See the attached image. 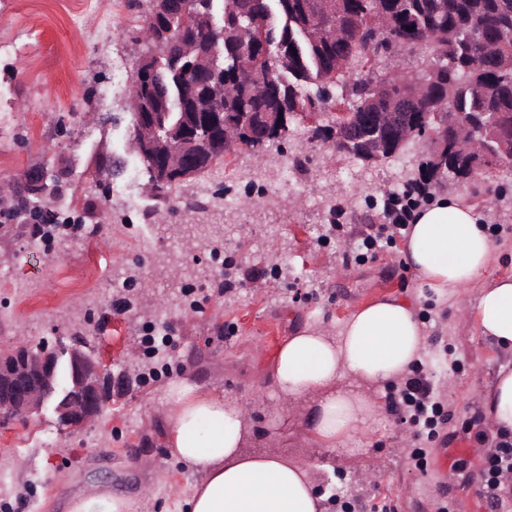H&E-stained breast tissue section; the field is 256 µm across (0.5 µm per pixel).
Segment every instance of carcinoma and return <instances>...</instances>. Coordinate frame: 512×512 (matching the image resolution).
Wrapping results in <instances>:
<instances>
[{"instance_id": "carcinoma-1", "label": "carcinoma", "mask_w": 512, "mask_h": 512, "mask_svg": "<svg viewBox=\"0 0 512 512\" xmlns=\"http://www.w3.org/2000/svg\"><path fill=\"white\" fill-rule=\"evenodd\" d=\"M175 23L186 9L196 21L195 51L160 59L152 47L162 31L136 41L148 46L141 58L153 71L141 87L146 112H168V121L193 112L203 96L188 75L190 64H216L224 85V112H312L336 102L333 89L349 96L348 111L386 112L395 97L419 98L415 124L432 125L435 112H453L474 128L492 155L508 159L512 137V0H162ZM149 0V8L159 6ZM418 54L427 64L419 76L405 65L383 78L344 73L378 57ZM256 61L239 69L243 56ZM386 139L384 130L360 126L348 137L354 158L370 157L367 141ZM488 162L461 160L448 150V166L432 157L418 167L428 183L451 175L475 178Z\"/></svg>"}]
</instances>
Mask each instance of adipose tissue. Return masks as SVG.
<instances>
[{"label":"adipose tissue","mask_w":512,"mask_h":512,"mask_svg":"<svg viewBox=\"0 0 512 512\" xmlns=\"http://www.w3.org/2000/svg\"><path fill=\"white\" fill-rule=\"evenodd\" d=\"M494 251L475 209L445 197L415 210L404 247L410 268L436 291L478 285L481 335L512 350V277L478 283ZM424 348L415 306L397 298L356 310L334 333L306 327L275 355L278 405L298 415L300 399L316 397L314 433L332 442L350 437L380 415L376 390L401 382ZM167 398L169 453L198 476L183 500L185 512H324L317 477L304 460L273 448L246 453L251 424L241 403L186 382L172 385ZM481 400L489 429L512 435V370H500Z\"/></svg>","instance_id":"ef3b65f1"}]
</instances>
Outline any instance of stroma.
Wrapping results in <instances>:
<instances>
[{"label": "stroma", "mask_w": 512, "mask_h": 512, "mask_svg": "<svg viewBox=\"0 0 512 512\" xmlns=\"http://www.w3.org/2000/svg\"><path fill=\"white\" fill-rule=\"evenodd\" d=\"M146 14L129 0H0V184L23 196L33 171L56 174L45 209L95 229L40 252L26 230L0 239V347L24 337L60 350L80 334L126 380L77 431L50 404L0 429V512H68L98 486L128 497L133 512L175 504L197 480L164 445L165 392L181 380L249 408V451L274 443L288 457L306 452L325 512H438L444 502L493 512L480 494L481 459L498 439L480 395L512 369V351L459 324L458 311L476 307L474 287L439 297L407 266L404 236L376 253L365 243L386 221L388 196L417 176L426 142L364 165L315 137L334 121L331 107L294 116L288 139L260 156L228 154L172 200H155L144 178L128 186L122 173L106 176L102 195L97 160L124 164L132 114L128 96L105 106L99 94L113 79V53L134 72L146 45L131 36ZM286 172L292 188L283 191ZM431 195L461 198L488 224L496 250L482 282L512 274V163L494 183L446 178ZM203 267L211 273L192 306L175 305L176 281ZM61 269L71 287L57 288ZM392 297L412 301L423 324L426 350L409 376L433 384L442 403L434 435L387 410L330 448L308 419L275 413L271 367L289 336L314 324L337 330L354 310ZM161 315L168 345L149 372L135 351ZM444 448L460 449L466 465L441 478L432 465ZM369 469L378 480L366 479Z\"/></svg>", "instance_id": "stroma-1"}]
</instances>
